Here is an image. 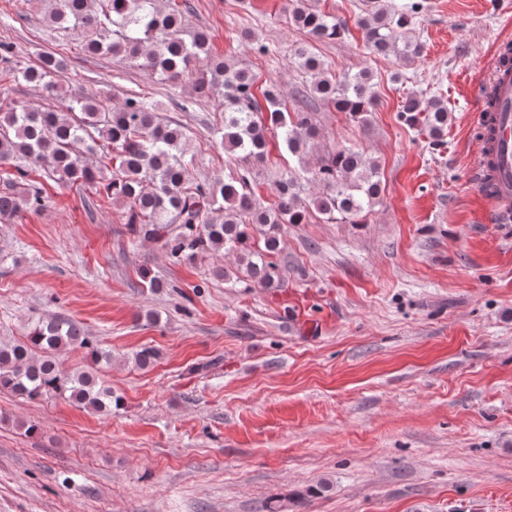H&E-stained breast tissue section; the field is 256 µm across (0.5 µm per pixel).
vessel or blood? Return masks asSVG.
<instances>
[{
	"label": "vessel or blood",
	"mask_w": 512,
	"mask_h": 512,
	"mask_svg": "<svg viewBox=\"0 0 512 512\" xmlns=\"http://www.w3.org/2000/svg\"><path fill=\"white\" fill-rule=\"evenodd\" d=\"M481 91L478 122L492 133L478 144L475 168L491 210L506 221L512 219V73L495 67Z\"/></svg>",
	"instance_id": "obj_1"
}]
</instances>
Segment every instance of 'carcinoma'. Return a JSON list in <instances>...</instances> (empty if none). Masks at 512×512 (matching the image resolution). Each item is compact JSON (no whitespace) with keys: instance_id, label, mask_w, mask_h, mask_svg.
<instances>
[{"instance_id":"obj_1","label":"carcinoma","mask_w":512,"mask_h":512,"mask_svg":"<svg viewBox=\"0 0 512 512\" xmlns=\"http://www.w3.org/2000/svg\"><path fill=\"white\" fill-rule=\"evenodd\" d=\"M422 7L420 0L393 6L371 0L358 20L368 52L397 60L394 82L403 77L401 67L423 53L421 44L401 34ZM46 14L85 54L118 55L171 85L193 62L205 61L194 91L224 99V124L215 133L224 151L246 168L208 183L192 182L184 128L161 123L157 102L138 93L115 108L101 93L73 94L61 107L0 103V165L14 168L0 191V219L23 207L42 208L40 191L29 188L28 169L18 161L41 163L60 181L104 183L106 195L124 208L131 231L159 243L172 261L224 252L235 256L236 268L216 265L215 277L231 282L243 273L264 288H281L284 278L274 256L283 225L304 223L311 209L328 223L360 224L379 203L381 165L360 146L340 144L324 152L316 165L304 162L319 140L316 103L347 113L363 127L370 125L378 100L370 70L336 74L308 45L296 46L292 59L307 81L298 91L302 106L290 112L275 84L262 89L260 101L250 68L212 55L208 34L187 29L185 10L176 0H53ZM289 20L316 41L334 40L344 32L336 17L306 0H291ZM67 70L68 58L60 52L42 53L33 64L18 63L12 46L0 40V73L15 82L40 84L56 96ZM397 118L440 146L448 130V101L409 95ZM270 132L299 167L277 182V201L266 206L254 193L251 172L266 161ZM70 346L85 350L86 367L62 368L58 354ZM158 357L156 349L143 347L131 360L146 369ZM111 364L112 351L86 335L79 323L48 317L34 323L24 340L0 341V389L27 400L57 397L110 413L122 406V397L105 384L99 370Z\"/></svg>"}]
</instances>
